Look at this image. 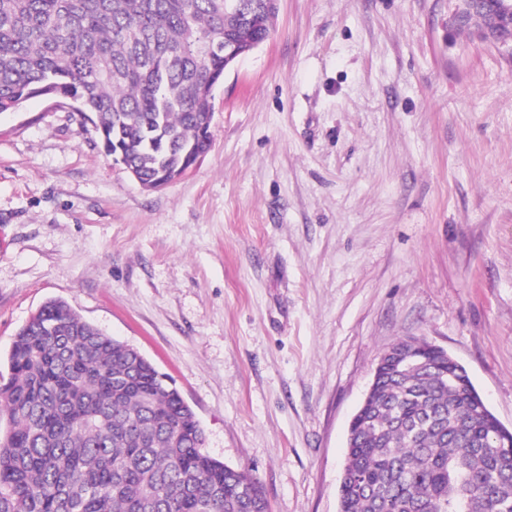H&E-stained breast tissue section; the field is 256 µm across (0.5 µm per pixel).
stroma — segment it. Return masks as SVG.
I'll use <instances>...</instances> for the list:
<instances>
[{
    "label": "stroma",
    "mask_w": 512,
    "mask_h": 512,
    "mask_svg": "<svg viewBox=\"0 0 512 512\" xmlns=\"http://www.w3.org/2000/svg\"><path fill=\"white\" fill-rule=\"evenodd\" d=\"M455 0H280L211 148L143 190L80 113L0 114V356L47 300L174 380L269 512H338L349 421L417 337L512 429V50Z\"/></svg>",
    "instance_id": "obj_1"
}]
</instances>
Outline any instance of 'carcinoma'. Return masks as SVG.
<instances>
[{
	"instance_id": "cac0c4a2",
	"label": "carcinoma",
	"mask_w": 512,
	"mask_h": 512,
	"mask_svg": "<svg viewBox=\"0 0 512 512\" xmlns=\"http://www.w3.org/2000/svg\"><path fill=\"white\" fill-rule=\"evenodd\" d=\"M225 0H0V113L78 98L144 183L211 147ZM353 422L339 512H512V431L425 342L388 348ZM0 374V512H269L259 482L205 452L174 381L46 301Z\"/></svg>"
}]
</instances>
